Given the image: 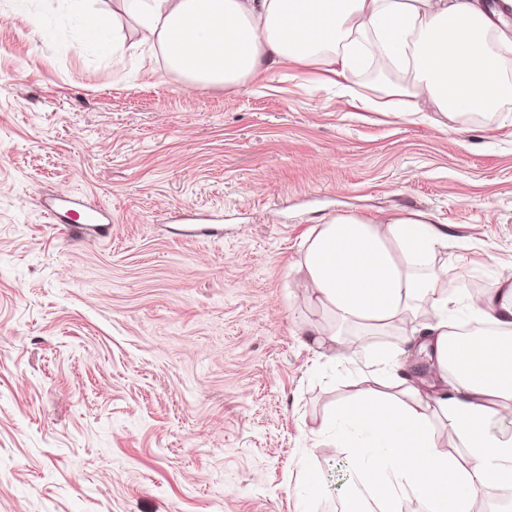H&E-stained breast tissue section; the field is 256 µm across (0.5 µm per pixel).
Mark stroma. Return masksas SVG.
Here are the masks:
<instances>
[{"label":"stroma","mask_w":512,"mask_h":512,"mask_svg":"<svg viewBox=\"0 0 512 512\" xmlns=\"http://www.w3.org/2000/svg\"><path fill=\"white\" fill-rule=\"evenodd\" d=\"M94 48L57 0H0V512H336L359 476L319 430L334 405L410 371V326L334 359L297 325L299 244L339 212H425L449 289L512 280V97L441 126L424 101L364 110L292 64L185 90L136 20ZM40 17L44 34L33 30ZM105 208L70 227L61 196ZM328 489L297 492L301 464Z\"/></svg>","instance_id":"35a3bbf8"}]
</instances>
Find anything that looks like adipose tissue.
<instances>
[{
  "mask_svg": "<svg viewBox=\"0 0 512 512\" xmlns=\"http://www.w3.org/2000/svg\"><path fill=\"white\" fill-rule=\"evenodd\" d=\"M145 42L159 45L188 89L236 87L281 64L321 66L347 79L370 47L412 73L388 85L379 109L418 111L433 101L450 120L496 109L512 78L489 46L492 23L477 0H122ZM101 47L109 13L62 0ZM448 235L423 212L339 213L311 227L298 270L302 305L339 327L382 330L427 311L421 347L452 387H407V400L366 389L336 407L322 435L346 449L380 512L405 500L427 512H474L490 480L512 486V435L496 427L512 401V284L478 299L449 292L436 265ZM444 417L463 452L442 450Z\"/></svg>",
  "mask_w": 512,
  "mask_h": 512,
  "instance_id": "ef3b65f1",
  "label": "adipose tissue"
}]
</instances>
